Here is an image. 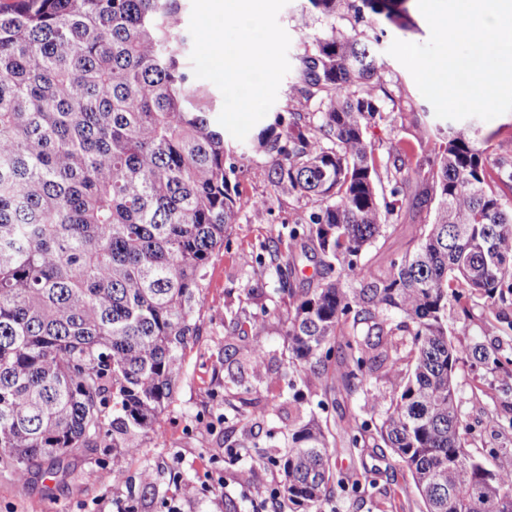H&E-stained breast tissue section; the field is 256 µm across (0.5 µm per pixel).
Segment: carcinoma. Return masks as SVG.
I'll return each mask as SVG.
<instances>
[{
  "instance_id": "obj_1",
  "label": "carcinoma",
  "mask_w": 512,
  "mask_h": 512,
  "mask_svg": "<svg viewBox=\"0 0 512 512\" xmlns=\"http://www.w3.org/2000/svg\"><path fill=\"white\" fill-rule=\"evenodd\" d=\"M309 2L325 33L283 109L232 150L195 106L183 0H0V464L19 479L99 443L133 457L159 433L202 336L210 261L245 206H267L242 201L236 160L262 156L276 197L302 206L288 254L266 247L253 273L288 297V368L322 411L288 425L272 509L324 512L345 491L330 454L342 443L389 449L423 512H512V448L492 450V469L466 449L455 382L469 359L512 393V359L453 339L476 318L498 334L512 305V159L470 125L379 154L367 130L393 96L358 25L404 0ZM431 137L424 172L412 159ZM413 179L432 219L382 270L367 255ZM310 252L319 279L297 288ZM268 315L224 322L227 337L251 338L256 377ZM336 390L363 394L379 421L332 419Z\"/></svg>"
}]
</instances>
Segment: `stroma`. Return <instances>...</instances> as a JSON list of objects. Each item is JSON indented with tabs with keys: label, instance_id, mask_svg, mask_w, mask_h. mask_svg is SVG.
I'll use <instances>...</instances> for the list:
<instances>
[{
	"label": "stroma",
	"instance_id": "obj_1",
	"mask_svg": "<svg viewBox=\"0 0 512 512\" xmlns=\"http://www.w3.org/2000/svg\"><path fill=\"white\" fill-rule=\"evenodd\" d=\"M402 18L379 19L382 35L373 46L385 70L387 88L395 99L398 119L383 121L369 136L379 148L390 140H416L420 126L445 128L449 122L437 118L432 105L421 95L410 72L389 53L394 40L425 43L430 29L418 9L417 0H406ZM279 24L289 34L291 69L283 78L274 104L282 109L295 81L298 58L325 29L312 13L308 0H289L278 14ZM237 181L242 199H266L261 210L243 208L213 257L205 282L206 302L201 310L202 336L188 351L182 380L174 398L161 416L162 430L150 436L136 457H113L108 448H78L69 457L65 478H54L36 470L26 484L0 468V512H123L130 505L137 512H168L178 504L180 512H225L234 501L237 512H252L247 492L259 483L277 484L280 471L268 465L271 457L285 453L288 417L296 408L311 411L315 404H296L288 386V358L284 327L270 318L262 343L267 354L268 380L245 375L244 388H236L224 365V320L232 313L253 314L260 308H275L280 298L274 280L253 279L252 267L262 247L285 233L300 205L277 199L267 179L268 163L254 157L238 160ZM429 208L410 204L399 224L380 238L369 257L376 265L388 266L412 246L418 225L430 222ZM455 378L469 450L484 455L487 465L495 459L493 448H512V398L493 387L494 377L482 365L464 361ZM248 398L267 408L261 420L243 415L238 405ZM336 469L346 481V490L329 503L330 512H420L410 479L393 456H380L368 448H335ZM124 472L121 484H113L107 473L112 467ZM150 468L152 484L142 488L140 474ZM224 480L221 490L209 488L211 476Z\"/></svg>",
	"mask_w": 512,
	"mask_h": 512
}]
</instances>
